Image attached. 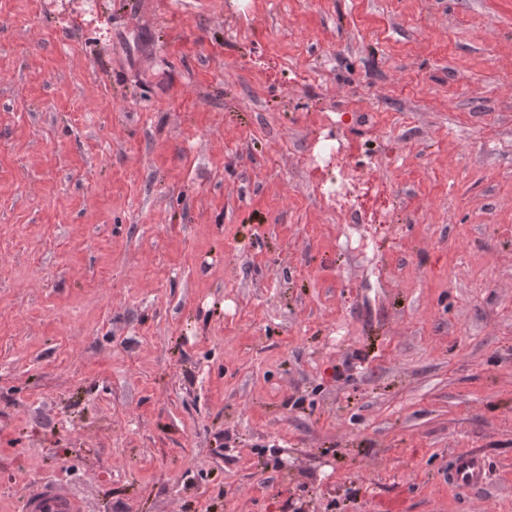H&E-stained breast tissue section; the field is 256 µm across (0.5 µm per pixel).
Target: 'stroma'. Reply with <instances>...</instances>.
<instances>
[{
	"label": "stroma",
	"mask_w": 512,
	"mask_h": 512,
	"mask_svg": "<svg viewBox=\"0 0 512 512\" xmlns=\"http://www.w3.org/2000/svg\"><path fill=\"white\" fill-rule=\"evenodd\" d=\"M315 112L400 154L377 238ZM45 480L512 512V0H0V512ZM317 122L327 133L304 157V163L319 175L316 198L325 208L339 214L344 224H393L391 210L369 208L362 202L369 165L374 158L390 161L391 157L340 137L329 115L319 116ZM333 171L335 176L328 178ZM488 473V467L482 456L477 453H462L453 458L448 479L459 487L474 490L487 483Z\"/></svg>",
	"instance_id": "35a3bbf8"
}]
</instances>
